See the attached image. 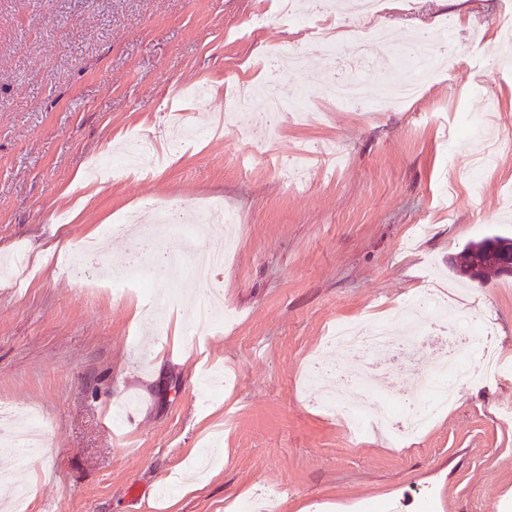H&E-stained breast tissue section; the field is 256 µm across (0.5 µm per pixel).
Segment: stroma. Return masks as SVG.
<instances>
[{
	"instance_id": "stroma-1",
	"label": "stroma",
	"mask_w": 512,
	"mask_h": 512,
	"mask_svg": "<svg viewBox=\"0 0 512 512\" xmlns=\"http://www.w3.org/2000/svg\"><path fill=\"white\" fill-rule=\"evenodd\" d=\"M512 0H414L411 12L380 17L391 30L433 32L461 21L454 52L426 94L370 111L405 76L387 49L362 72L364 107L324 101L343 77L314 51L271 76L270 47L300 44L305 32L277 15V0H0V256L24 254V288L0 280V404L13 423L40 409L45 456L35 466L0 455V473L29 486L28 512H225L227 503L274 492V512H512V375L464 386L426 433L396 448L369 429L312 405L302 385L316 354L334 357L325 336L339 321L377 320L429 289L465 299L512 360V277L467 283L449 260L469 241L512 236V67H497L488 38ZM265 17L253 34L248 17ZM248 82L262 109L269 96L293 102L270 152L232 129L174 152L147 176L117 174L90 197L77 186L101 155L121 154L133 134L161 147L179 113L169 87L207 82L190 104L207 128L230 117ZM480 117L498 141L496 165L479 195L467 171L476 141L455 134ZM314 153L305 181L281 173L299 148ZM203 211L189 238L153 224L151 248L113 237L103 262L122 272L151 265L156 250L200 254L228 247L213 275L234 313L219 328L201 320V290L182 273L157 281L178 293L163 334L140 297L90 293L67 271L82 240L102 235L143 203ZM235 222L225 226L224 212ZM415 224L430 225L410 238ZM51 256H44L45 248ZM430 336L422 363L358 356L375 376L376 405L409 404L437 363ZM222 457L193 491H157L192 470L209 437Z\"/></svg>"
}]
</instances>
